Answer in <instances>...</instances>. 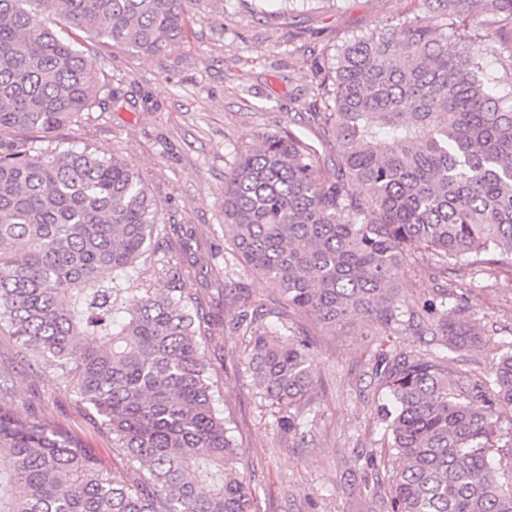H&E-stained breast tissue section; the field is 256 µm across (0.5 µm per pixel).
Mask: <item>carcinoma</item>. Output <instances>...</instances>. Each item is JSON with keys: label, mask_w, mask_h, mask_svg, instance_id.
Segmentation results:
<instances>
[{"label": "carcinoma", "mask_w": 512, "mask_h": 512, "mask_svg": "<svg viewBox=\"0 0 512 512\" xmlns=\"http://www.w3.org/2000/svg\"><path fill=\"white\" fill-rule=\"evenodd\" d=\"M188 2L0 0V331L67 379L136 465L107 471L78 437L0 408V512H260L216 407L206 351L217 329L188 287L200 258L160 257L169 231L141 170L54 141L113 90L49 20L158 55L185 39ZM488 11L512 23V0H418L413 17L342 49L316 87L342 173L322 175L287 130L235 152L224 237L323 330L358 316L400 323L410 264L492 275L512 263V106L483 79ZM160 265L165 287L124 288ZM422 311L453 347L482 344L476 325L448 318V294ZM268 314L258 303L236 321L247 367L280 429L303 440L318 379L306 341L273 335ZM375 370L386 437L369 465L399 463L385 512H512V419L499 412L512 404V353L488 374L402 352Z\"/></svg>", "instance_id": "cac0c4a2"}]
</instances>
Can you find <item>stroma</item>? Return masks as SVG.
Returning <instances> with one entry per match:
<instances>
[{
  "label": "stroma",
  "mask_w": 512,
  "mask_h": 512,
  "mask_svg": "<svg viewBox=\"0 0 512 512\" xmlns=\"http://www.w3.org/2000/svg\"><path fill=\"white\" fill-rule=\"evenodd\" d=\"M415 7V0H337L335 8H304L284 20L280 0H266L261 16L253 0H191L184 42L157 56L108 47L64 21L52 23L61 37L77 40L96 57L114 90L105 111L61 128L57 140L91 146L143 171L161 220L179 227L167 255L202 258L192 285L222 331L218 346L208 350L223 385L219 407L243 443L238 469L258 488L261 512H380L374 486L388 474L366 465L384 434L376 415L383 395L373 371L376 355L439 354L467 373L485 367L483 351L447 350L429 323L417 318L386 328L360 317L335 332H320L247 273L224 240V175L246 136L292 130L312 146L322 172L335 175L334 140L314 115V77L377 21L398 23ZM228 279L272 309L271 330L309 342L320 384L309 404L314 426L305 442L281 433L275 408L243 364L244 339L234 327L241 307L224 293ZM470 281L466 267L440 273L413 266L401 283L404 307L420 310L448 289L454 294L449 316L472 319L487 343H512V267L462 293ZM0 405L78 436L104 469L128 467L72 386L53 368L29 361L15 339L1 333Z\"/></svg>",
  "instance_id": "stroma-1"
}]
</instances>
